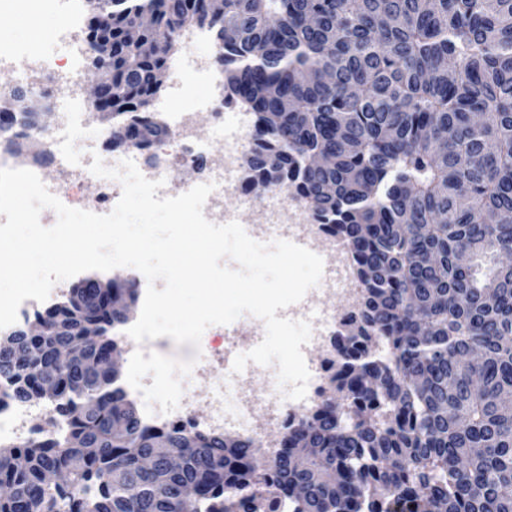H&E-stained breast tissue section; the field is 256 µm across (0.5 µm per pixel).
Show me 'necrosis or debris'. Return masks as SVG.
<instances>
[{
  "mask_svg": "<svg viewBox=\"0 0 512 512\" xmlns=\"http://www.w3.org/2000/svg\"><path fill=\"white\" fill-rule=\"evenodd\" d=\"M43 12L54 19V40L65 42L67 54L57 57L49 45L20 46L0 41V87L20 90L35 95L53 106L57 122L41 130L59 168L56 179L46 186L65 205L97 214L109 213L117 204L122 188L116 181L103 179L99 199L82 201L75 198V186L91 180L89 166L93 161V147L105 144L106 132L93 126L82 94L83 64L88 52L83 37L86 0H40ZM180 78L183 105L169 113L167 125L172 139L180 147L182 161H193L206 155L208 164L203 182L213 184L214 190L204 205L205 217L219 216L221 223L237 220L236 211L227 209L225 202L237 194L239 174L246 161L244 143L252 116L242 105L231 101L218 82L209 56L179 57L170 63ZM210 89L207 102H200L196 87ZM210 111L212 139H197L195 129L201 107ZM264 219L246 225V233L255 240L275 237L304 246L316 254H328L334 261L325 265L322 279L316 288L320 304L310 299L284 310V317L309 320L310 349L323 347L339 334L343 322L356 312L360 289L354 276L351 253L343 240L321 224L312 211L294 197L283 192L273 193L266 201ZM311 375L318 381L312 384L304 399L286 401L269 386L254 387L242 392L236 399L234 419L246 438H271L274 432L286 426L289 420L314 407L322 391L320 380L330 371L329 360L307 359ZM194 376L206 379L207 386L199 397L183 395L177 411L148 416L147 421L157 426L178 425L202 432L220 433L224 430V353L212 351L201 358L193 369ZM262 419L265 427L251 428L253 419Z\"/></svg>",
  "mask_w": 512,
  "mask_h": 512,
  "instance_id": "4bbe7bcc",
  "label": "necrosis or debris"
}]
</instances>
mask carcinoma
Wrapping results in <instances>:
<instances>
[{
	"mask_svg": "<svg viewBox=\"0 0 512 512\" xmlns=\"http://www.w3.org/2000/svg\"><path fill=\"white\" fill-rule=\"evenodd\" d=\"M111 2L112 55L91 43L88 58L112 75V112L160 149L149 100L178 32L224 37V90L255 116L250 177L347 241L361 304L333 340L328 393L263 467L245 438L145 425L119 379L60 357L73 336L0 341V407L50 373L66 423L0 448L18 488L0 512H512V266L496 259L512 252V0ZM109 292L50 315L112 327L89 350L102 361L123 330ZM159 440L179 459L143 468ZM56 472L70 484L48 486Z\"/></svg>",
	"mask_w": 512,
	"mask_h": 512,
	"instance_id": "cac0c4a2",
	"label": "carcinoma"
}]
</instances>
